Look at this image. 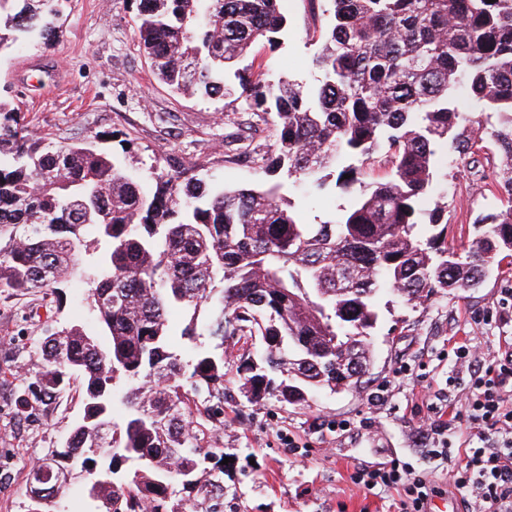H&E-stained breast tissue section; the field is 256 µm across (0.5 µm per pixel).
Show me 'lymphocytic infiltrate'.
<instances>
[{
  "instance_id": "obj_1",
  "label": "lymphocytic infiltrate",
  "mask_w": 512,
  "mask_h": 512,
  "mask_svg": "<svg viewBox=\"0 0 512 512\" xmlns=\"http://www.w3.org/2000/svg\"><path fill=\"white\" fill-rule=\"evenodd\" d=\"M453 353L469 377L468 390L463 399L434 408L426 453L447 459L452 446L448 431L465 432L473 445L463 462L451 467L449 487L461 493L464 512H512V349L490 357L465 341ZM351 480L369 492L397 490L398 512H425L439 492L421 470L398 459L355 467Z\"/></svg>"
}]
</instances>
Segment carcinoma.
I'll return each mask as SVG.
<instances>
[{"mask_svg": "<svg viewBox=\"0 0 512 512\" xmlns=\"http://www.w3.org/2000/svg\"><path fill=\"white\" fill-rule=\"evenodd\" d=\"M325 2L317 76L302 84L239 67L255 43L283 44L289 21L279 0H139L138 46L160 83L235 95L274 115L278 138L262 157L268 180L253 188L213 187L179 169L144 178L91 142L54 145L26 132L0 93V290L93 284V327L45 331L36 374L49 397L81 379L83 414L46 466L62 489L68 462L108 461L112 483L92 498L93 512L164 502L182 470L207 475L204 459L224 471L223 457L198 446L182 393L186 379L195 394L224 396V352L199 349L183 363L172 351V307L190 313L184 337L260 345L258 358L240 364L250 400L300 405L310 392L361 382L382 291L414 308L480 287L491 260L512 257V0ZM65 7L0 0V52L54 40ZM464 99L499 116L489 141L505 164L493 184L508 207L479 219L475 246L462 254L446 243L447 205L424 213L421 202L437 185L443 147L463 157L481 149L482 137L458 130ZM381 146L389 177L349 207L304 222L285 202L282 175L320 188L332 168L348 192L361 171L342 161L364 162ZM90 226L95 250L84 243Z\"/></svg>", "mask_w": 512, "mask_h": 512, "instance_id": "obj_1", "label": "carcinoma"}]
</instances>
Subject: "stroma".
Segmentation results:
<instances>
[{"label": "stroma", "instance_id": "1", "mask_svg": "<svg viewBox=\"0 0 512 512\" xmlns=\"http://www.w3.org/2000/svg\"><path fill=\"white\" fill-rule=\"evenodd\" d=\"M321 0H282L291 22L284 44H258L256 61L270 77L311 83L312 59L321 46ZM134 0H69L63 31L51 45L31 42L0 58V88H8L31 133L55 142L96 141L126 151L130 169L187 168L190 175L227 188L260 183L258 164L239 158L232 140L240 121L257 123L256 141L272 150L270 115L246 111L229 98L183 97L170 92L140 52ZM436 202L448 206L447 242L467 250L473 224L502 210L484 182L472 176L458 153L445 151L438 167ZM283 195L301 219L312 221L346 205L349 196L327 178L321 189L285 185ZM512 262L492 267L481 287L458 288L413 309L395 295L377 300L379 319L369 340L374 353L362 385L319 393L307 403L248 401L239 369L242 348L224 367L220 414L197 398L193 430L206 451L224 454V496L192 492L193 512H394L396 490L367 494L349 479L354 466L397 458L423 470L441 490L446 512L455 493L448 469L462 461L463 435L452 437L448 461L426 460V439L417 430L425 398L447 391L457 376L452 347L469 341L493 354L512 345ZM86 285L65 284L61 297L0 292V512H30L33 461L62 450L83 412L82 386L71 379L57 397L30 396L18 413L15 396L25 391L44 360L45 329L89 318ZM347 423L344 432L336 423Z\"/></svg>", "mask_w": 512, "mask_h": 512}]
</instances>
